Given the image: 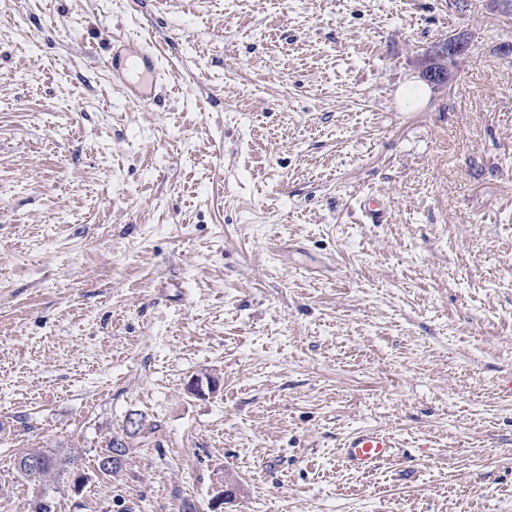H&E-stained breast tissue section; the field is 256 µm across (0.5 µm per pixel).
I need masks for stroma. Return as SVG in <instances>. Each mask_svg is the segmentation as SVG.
<instances>
[{
  "label": "stroma",
  "instance_id": "obj_1",
  "mask_svg": "<svg viewBox=\"0 0 512 512\" xmlns=\"http://www.w3.org/2000/svg\"><path fill=\"white\" fill-rule=\"evenodd\" d=\"M510 374L512 6L0 0V512H512ZM362 427L398 457L348 468ZM107 66L115 83L133 101L147 100L162 78L155 48L149 44L113 40ZM106 448H107L106 453H104L103 456H101L98 459L97 468L102 474H104L106 476H112L119 472L120 466H119V464L116 466H112V454L110 456H109V454L112 452H115L116 454L124 457L130 452L131 448L129 446V443L127 441H125L124 438H118V437L111 438L109 440L108 444L106 445ZM116 454H113V456L118 457ZM105 457H107V458L104 459ZM101 460H103L102 465H104V466H102L100 464ZM29 458H39L43 461V466L38 471L40 463L37 460H26ZM19 460H26L24 464H22V468H24L30 475H35L34 477H31L19 466ZM67 460L64 458L62 459L58 454L50 451V450H44L42 448H35L31 450L30 452H27L23 455H21L16 463H15V469L16 472L24 477L29 479H45L47 477H50L52 475H56L57 473L61 472L65 466H66ZM37 474V475H36Z\"/></svg>",
  "mask_w": 512,
  "mask_h": 512
}]
</instances>
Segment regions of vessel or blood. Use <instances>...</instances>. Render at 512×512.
Instances as JSON below:
<instances>
[{"label":"vessel or blood","instance_id":"1","mask_svg":"<svg viewBox=\"0 0 512 512\" xmlns=\"http://www.w3.org/2000/svg\"><path fill=\"white\" fill-rule=\"evenodd\" d=\"M107 66L115 83L133 101L147 100L162 77L156 51L149 44L113 42ZM396 452L393 437L369 428L351 432L341 444L345 463L362 472L375 469Z\"/></svg>","mask_w":512,"mask_h":512}]
</instances>
